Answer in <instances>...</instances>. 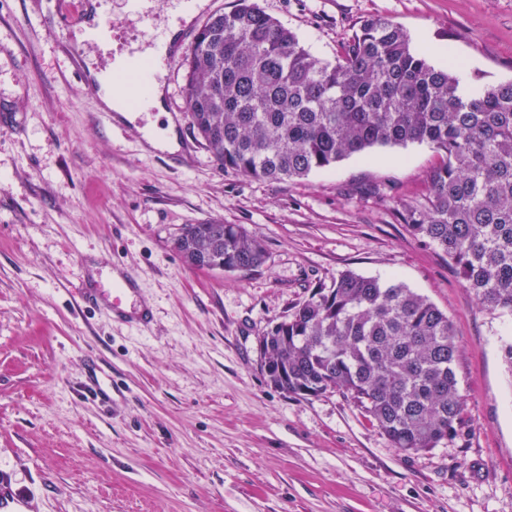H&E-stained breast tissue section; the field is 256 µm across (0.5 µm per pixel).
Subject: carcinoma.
<instances>
[{"label":"carcinoma","mask_w":512,"mask_h":512,"mask_svg":"<svg viewBox=\"0 0 512 512\" xmlns=\"http://www.w3.org/2000/svg\"><path fill=\"white\" fill-rule=\"evenodd\" d=\"M458 62L432 64L404 29L370 16L332 61L254 0L213 14L187 56L186 111L216 165L303 178L375 147L442 156L412 234L439 248L481 306L512 312V81L460 88ZM172 249L190 267L248 271L261 242L222 220L185 224ZM267 383L295 396L339 390L391 447L415 453L457 434L464 405L448 315L398 282L346 272L259 338Z\"/></svg>","instance_id":"cac0c4a2"}]
</instances>
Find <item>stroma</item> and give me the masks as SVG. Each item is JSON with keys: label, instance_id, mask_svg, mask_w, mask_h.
<instances>
[{"label": "stroma", "instance_id": "obj_1", "mask_svg": "<svg viewBox=\"0 0 512 512\" xmlns=\"http://www.w3.org/2000/svg\"><path fill=\"white\" fill-rule=\"evenodd\" d=\"M314 56L381 15L449 48L472 83L512 80V0H256ZM87 48L44 18L77 0H0V470L31 512H512V314L483 309L447 256L409 231L439 153L378 147L295 181L218 169L195 135L154 148L106 117L77 74L142 27ZM212 219L261 240L252 271L188 267L171 248ZM136 276L150 331L81 310L79 289ZM398 281L451 320L465 405L457 435L391 448L339 391L267 384L257 339L320 285Z\"/></svg>", "mask_w": 512, "mask_h": 512}]
</instances>
